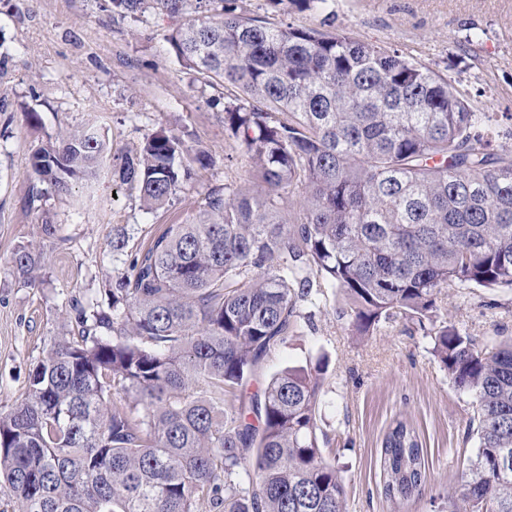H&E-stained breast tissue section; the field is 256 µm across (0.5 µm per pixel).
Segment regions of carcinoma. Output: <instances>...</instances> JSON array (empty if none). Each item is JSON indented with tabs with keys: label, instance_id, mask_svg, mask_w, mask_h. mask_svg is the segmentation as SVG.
Masks as SVG:
<instances>
[{
	"label": "carcinoma",
	"instance_id": "cac0c4a2",
	"mask_svg": "<svg viewBox=\"0 0 512 512\" xmlns=\"http://www.w3.org/2000/svg\"><path fill=\"white\" fill-rule=\"evenodd\" d=\"M328 14L333 0H270ZM112 20L176 19L177 62L231 86L224 131L260 189L213 191L106 289L107 306L70 310L82 340L59 337L24 398L0 412V485L26 512H344V485L318 424L327 356L245 390L287 344L313 279L344 293L367 335L402 314L474 398L478 452L448 512H512V341L495 351L437 324L444 290L512 289V151L495 119L444 76L341 29L287 28L237 0H109ZM91 127L34 151L31 173L57 193L98 170ZM161 130L113 177L158 210L205 168ZM300 199L285 216V203ZM36 282L41 254L20 245ZM383 493H419L426 468L402 421L381 442Z\"/></svg>",
	"mask_w": 512,
	"mask_h": 512
}]
</instances>
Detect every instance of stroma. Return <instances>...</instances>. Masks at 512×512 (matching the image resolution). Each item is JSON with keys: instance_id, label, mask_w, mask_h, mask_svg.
<instances>
[{"instance_id": "1", "label": "stroma", "mask_w": 512, "mask_h": 512, "mask_svg": "<svg viewBox=\"0 0 512 512\" xmlns=\"http://www.w3.org/2000/svg\"><path fill=\"white\" fill-rule=\"evenodd\" d=\"M249 15L284 27L316 26V11L242 0ZM334 27L389 47L454 80L477 111L494 113L497 147L512 149V0H336ZM174 24L146 12L114 22L108 0H0V411L23 398L30 369L58 337L78 333L71 300L104 299L135 252L169 225L194 219L208 195L241 184L240 148L224 133L219 89L201 86L166 41ZM473 44H466L468 35ZM37 121H30L29 113ZM93 125L108 151L96 177L69 193L30 198L31 155L67 126ZM208 150L214 164L197 171L169 203L146 211L136 190L112 168L157 131ZM56 224V236L41 232ZM124 236L123 254L112 239ZM34 243L45 257L36 286L13 270L15 248ZM438 316L492 349L512 337V291H447ZM349 305L325 289L303 306L285 346L272 352L262 378L330 359L319 408L345 487V512H448L477 452L469 436L471 396L460 392L431 353V339L403 318L366 336L355 333ZM418 432L426 485L400 503L380 476L381 440L393 421Z\"/></svg>"}]
</instances>
